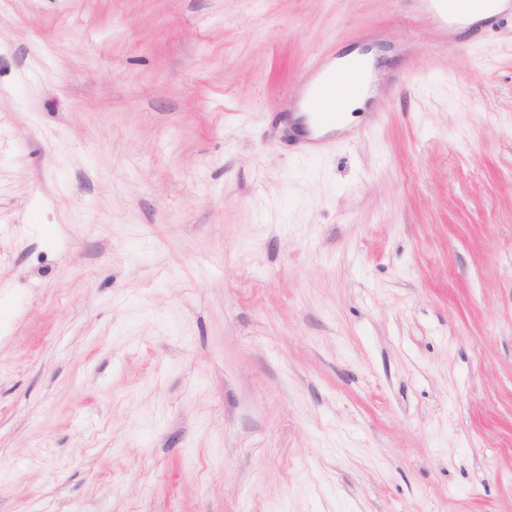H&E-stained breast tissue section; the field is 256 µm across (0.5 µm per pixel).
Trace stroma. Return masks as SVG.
<instances>
[{
  "label": "stroma",
  "instance_id": "stroma-1",
  "mask_svg": "<svg viewBox=\"0 0 512 512\" xmlns=\"http://www.w3.org/2000/svg\"><path fill=\"white\" fill-rule=\"evenodd\" d=\"M1 312L0 512H512V29L0 0ZM357 57L358 55L356 52H349L346 55L337 58L335 63L330 65V67L333 68L332 74H335L336 70V77H330L328 75L319 83L316 81L324 72L322 70L324 68L325 58L317 59L310 64L300 86L304 87L305 98L309 101L310 107L313 110V112H310V117L317 130L328 126H335L341 116L340 106L336 104V102H333L328 106L330 100L333 101L336 99V101L341 100L344 102V112H346V116L344 123L340 125L337 130L342 129V127L349 122V112L362 110L364 108L367 99L370 97L368 90L370 83L374 81L373 76L368 75V85L363 95L358 97H348L345 93V86L353 79V73L351 71L344 70V68L349 61L356 59ZM335 92L336 96L324 102V106H328L324 109L322 107V101L326 97L334 95Z\"/></svg>",
  "mask_w": 512,
  "mask_h": 512
}]
</instances>
